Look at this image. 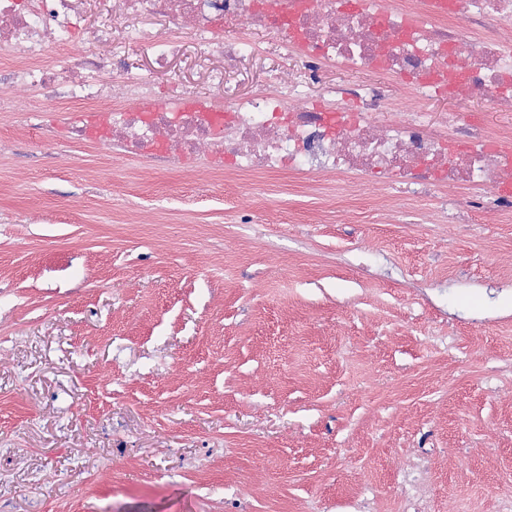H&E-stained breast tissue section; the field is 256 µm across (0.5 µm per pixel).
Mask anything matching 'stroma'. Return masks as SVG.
I'll use <instances>...</instances> for the list:
<instances>
[{
  "instance_id": "1",
  "label": "stroma",
  "mask_w": 512,
  "mask_h": 512,
  "mask_svg": "<svg viewBox=\"0 0 512 512\" xmlns=\"http://www.w3.org/2000/svg\"><path fill=\"white\" fill-rule=\"evenodd\" d=\"M186 41L155 98L221 106L296 56ZM227 65L223 88L208 65ZM386 85L366 70L307 90ZM419 108L512 136V110ZM0 111V512H497L512 495V216L494 200L171 170ZM51 149V163L27 157Z\"/></svg>"
}]
</instances>
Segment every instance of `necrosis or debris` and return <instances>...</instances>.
<instances>
[{
	"instance_id": "4bbe7bcc",
	"label": "necrosis or debris",
	"mask_w": 512,
	"mask_h": 512,
	"mask_svg": "<svg viewBox=\"0 0 512 512\" xmlns=\"http://www.w3.org/2000/svg\"><path fill=\"white\" fill-rule=\"evenodd\" d=\"M91 35L74 31L89 0H0V50L24 58L0 67V87L24 109L64 113L73 138L96 136L99 148L149 157L158 169L208 152L242 175L330 172L357 183L416 187L418 194L453 187L478 206L495 187L497 206L512 213V147L479 122L448 114L442 123L421 112L417 99L439 91L482 96L512 109V0H453L448 11L411 13L401 0H113ZM142 15L168 21L158 33L136 25ZM272 31L299 56L291 83L271 82L224 110L184 95L154 100L150 76L128 71L130 50L149 44L162 68L190 34L208 54L233 61L254 44L249 32ZM63 56L45 64L50 47ZM327 68H366L400 83L408 103L391 119L378 110L377 86L330 88L321 106L305 88ZM363 108L347 112L345 99Z\"/></svg>"
}]
</instances>
